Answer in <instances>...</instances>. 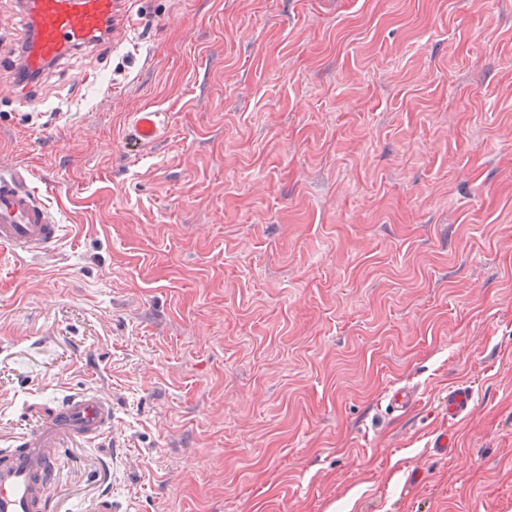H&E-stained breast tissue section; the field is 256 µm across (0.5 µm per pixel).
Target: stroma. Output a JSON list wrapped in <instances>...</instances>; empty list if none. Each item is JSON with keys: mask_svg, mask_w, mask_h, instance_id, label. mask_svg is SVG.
Masks as SVG:
<instances>
[{"mask_svg": "<svg viewBox=\"0 0 512 512\" xmlns=\"http://www.w3.org/2000/svg\"><path fill=\"white\" fill-rule=\"evenodd\" d=\"M136 7L28 95L0 40V170L63 226L0 280V448L89 387L52 512H512V0ZM132 116L131 134L142 144H152L162 137L166 127L161 112L143 109ZM473 399L465 388H457L448 393V422L465 417L471 410Z\"/></svg>", "mask_w": 512, "mask_h": 512, "instance_id": "stroma-1", "label": "stroma"}]
</instances>
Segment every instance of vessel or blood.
I'll return each mask as SVG.
<instances>
[{"label":"vessel or blood","mask_w":512,"mask_h":512,"mask_svg":"<svg viewBox=\"0 0 512 512\" xmlns=\"http://www.w3.org/2000/svg\"><path fill=\"white\" fill-rule=\"evenodd\" d=\"M127 13L123 0H18L16 17L24 35L17 57L35 73L70 53L94 50L111 39V24H122ZM164 130L161 113H134L130 131L142 144L158 141ZM61 236L56 214L32 186L31 171H0V270L54 249ZM472 405L468 390L449 392V421L465 417ZM111 431L112 402L105 394L87 388L70 392L37 427L0 448V512H49L60 448L74 440L97 442Z\"/></svg>","instance_id":"1"}]
</instances>
